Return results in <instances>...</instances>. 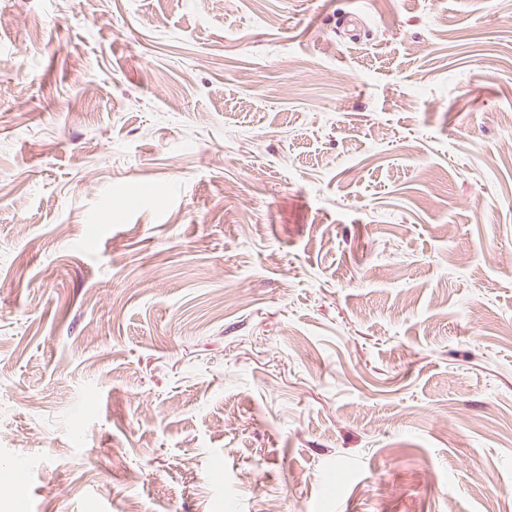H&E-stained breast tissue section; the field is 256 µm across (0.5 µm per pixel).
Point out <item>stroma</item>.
Segmentation results:
<instances>
[{
  "instance_id": "1",
  "label": "stroma",
  "mask_w": 512,
  "mask_h": 512,
  "mask_svg": "<svg viewBox=\"0 0 512 512\" xmlns=\"http://www.w3.org/2000/svg\"><path fill=\"white\" fill-rule=\"evenodd\" d=\"M0 15V512H512V0Z\"/></svg>"
}]
</instances>
